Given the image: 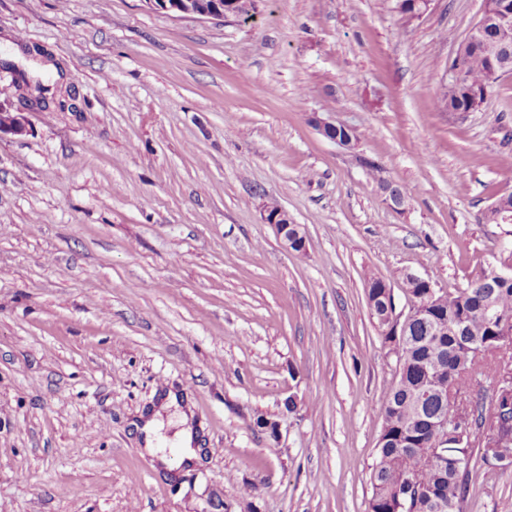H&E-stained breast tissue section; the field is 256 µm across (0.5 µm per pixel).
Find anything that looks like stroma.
<instances>
[{
  "mask_svg": "<svg viewBox=\"0 0 512 512\" xmlns=\"http://www.w3.org/2000/svg\"><path fill=\"white\" fill-rule=\"evenodd\" d=\"M482 8L0 0V107L26 120L0 135V512H367L396 366L367 280L405 313L402 273L463 288L512 247L479 220L512 193V73L477 111L434 106ZM169 389L199 464L177 465L182 407L165 463L131 426ZM463 512H512V466L479 467ZM149 8L178 18L224 20L242 16V0H146ZM263 220L267 224H276L277 232L283 245L293 251L294 247L300 249V252L306 249V239L302 232L300 224H294L288 211L282 207L273 209L267 205L263 206Z\"/></svg>",
  "mask_w": 512,
  "mask_h": 512,
  "instance_id": "1",
  "label": "stroma"
}]
</instances>
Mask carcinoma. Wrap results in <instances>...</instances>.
Here are the masks:
<instances>
[{
  "label": "carcinoma",
  "instance_id": "cac0c4a2",
  "mask_svg": "<svg viewBox=\"0 0 512 512\" xmlns=\"http://www.w3.org/2000/svg\"><path fill=\"white\" fill-rule=\"evenodd\" d=\"M512 26L483 27L472 50L445 69L458 76L440 85L436 107L442 112H463L483 103L501 73L493 72L490 55ZM479 272L465 288L430 289L413 274L403 276V289L416 303L430 302L421 318L407 322V336L395 341L396 313L392 288L386 280L371 278L365 295L384 341L391 344L400 382L386 393L379 409L384 443L377 448L371 474L368 512H462L470 482V450L492 436L512 435V336L490 323L492 307L512 314V279L490 286ZM498 380L490 404L471 402L468 393L478 363ZM452 381L455 394L471 402L467 435L448 434L442 448L432 447V417L439 411L431 384Z\"/></svg>",
  "mask_w": 512,
  "mask_h": 512
}]
</instances>
